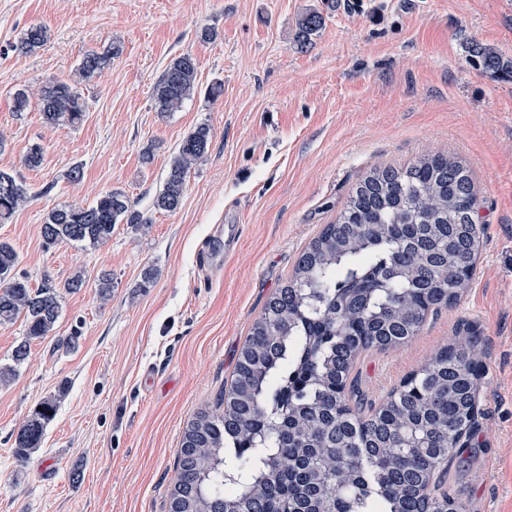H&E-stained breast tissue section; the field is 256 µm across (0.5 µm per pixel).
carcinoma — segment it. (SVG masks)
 Segmentation results:
<instances>
[{
	"label": "carcinoma",
	"mask_w": 512,
	"mask_h": 512,
	"mask_svg": "<svg viewBox=\"0 0 512 512\" xmlns=\"http://www.w3.org/2000/svg\"><path fill=\"white\" fill-rule=\"evenodd\" d=\"M322 21L317 12L305 15L300 38L308 41ZM47 37V28L31 26L17 48L33 51ZM119 52L112 45L86 55L80 78H92ZM474 53L484 68L504 69L496 52L477 46ZM196 78L191 54L173 58L153 87L155 110H179ZM40 109L47 124L74 126L85 101L74 85L53 81L42 90ZM211 140L206 123L184 137L155 210L181 207L188 174ZM27 200L26 186L1 168L0 222ZM476 205L468 171L444 154L374 167L359 180L339 217L309 243L253 322L217 407L198 412L186 427L171 492H183L182 512L457 509L444 482L477 417L476 341L442 346L377 404L363 398L352 370L363 352L409 342L467 288L470 244L457 238L456 227L474 223ZM123 220L141 223L128 198L111 190L88 207L49 211L42 236L48 246L96 247ZM18 261L15 248L0 241V326L21 318L26 327L12 363L0 365L1 385L15 379L31 342L54 335L62 315L56 286L31 287L17 274ZM64 395L60 390L28 416L15 437L19 456L39 448Z\"/></svg>",
	"instance_id": "1"
}]
</instances>
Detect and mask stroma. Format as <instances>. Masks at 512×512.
Returning <instances> with one entry per match:
<instances>
[{
	"label": "stroma",
	"mask_w": 512,
	"mask_h": 512,
	"mask_svg": "<svg viewBox=\"0 0 512 512\" xmlns=\"http://www.w3.org/2000/svg\"><path fill=\"white\" fill-rule=\"evenodd\" d=\"M314 11L324 23L299 42ZM34 25L45 44L17 50ZM204 27L215 40H200ZM112 45L119 55L80 80L85 55ZM476 45L512 60V0H0V168L30 194L0 240L32 287L58 286L57 333L78 337L71 349L32 342L0 385V512H167L185 428L214 407L301 251L371 168L438 153L462 162L477 194L470 284L411 341L363 354L356 370L378 400L475 333L479 414L454 488L463 512H512V72L485 69ZM183 53L197 61V90L160 115L153 87ZM52 80L82 93L77 126L44 122L39 94ZM19 89L30 94L23 113ZM203 122L212 142L182 207L156 211L173 152ZM35 143L44 154L32 168ZM110 190L140 223L115 225L97 247L45 245L51 209ZM227 224L239 227L236 252L205 268L201 248ZM77 273L84 287L65 289ZM62 385L40 449L18 460L17 432Z\"/></svg>",
	"instance_id": "stroma-1"
}]
</instances>
